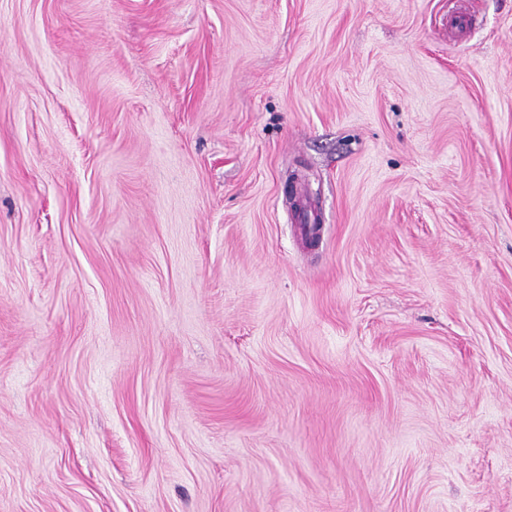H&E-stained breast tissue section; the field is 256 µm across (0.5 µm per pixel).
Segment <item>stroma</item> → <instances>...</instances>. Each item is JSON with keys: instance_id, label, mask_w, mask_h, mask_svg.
Here are the masks:
<instances>
[{"instance_id": "stroma-1", "label": "stroma", "mask_w": 512, "mask_h": 512, "mask_svg": "<svg viewBox=\"0 0 512 512\" xmlns=\"http://www.w3.org/2000/svg\"><path fill=\"white\" fill-rule=\"evenodd\" d=\"M0 512H512V0H0Z\"/></svg>"}]
</instances>
